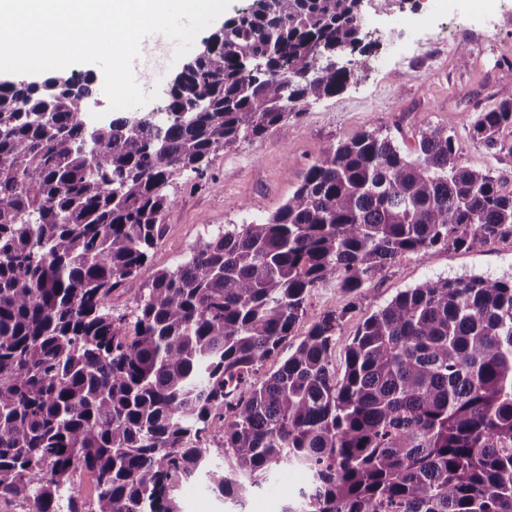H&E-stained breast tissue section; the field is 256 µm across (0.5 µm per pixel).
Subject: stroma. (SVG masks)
I'll list each match as a JSON object with an SVG mask.
<instances>
[{"instance_id": "stroma-1", "label": "stroma", "mask_w": 512, "mask_h": 512, "mask_svg": "<svg viewBox=\"0 0 512 512\" xmlns=\"http://www.w3.org/2000/svg\"><path fill=\"white\" fill-rule=\"evenodd\" d=\"M367 30L383 35L382 48L356 84L310 105L286 127L219 151L204 177H177L169 188L175 204L164 220L163 238L150 263L176 269L204 239L227 224L266 217L302 182L308 168L344 140L379 126L400 132L403 148L414 146L419 128L450 126L464 165L490 169L512 189V156H492L469 134L467 118L491 108L499 89L512 86V0H487L484 10L469 0H381L365 15ZM482 275L512 278V239L455 250L437 247L425 258L405 256L372 282L349 314L332 357L344 368V347L358 325L396 294L428 279ZM309 476L291 465L263 482L248 512H282ZM182 512H233L212 493L205 478L181 482Z\"/></svg>"}]
</instances>
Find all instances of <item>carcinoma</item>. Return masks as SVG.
<instances>
[{
	"label": "carcinoma",
	"instance_id": "carcinoma-1",
	"mask_svg": "<svg viewBox=\"0 0 512 512\" xmlns=\"http://www.w3.org/2000/svg\"><path fill=\"white\" fill-rule=\"evenodd\" d=\"M173 79L166 119H84L94 77L0 81V501L24 512H180L206 471L243 507L269 473L310 484L284 512H512V279H429L337 336L395 260L512 238V190L461 162L451 128L406 151L339 143L270 216L150 265L211 154L343 92L379 43L358 0H252ZM471 115L512 154V88ZM339 305L289 342L320 286ZM122 290L133 316L105 299ZM288 347L277 370L260 368ZM227 469H206L210 443ZM94 476L90 503L74 472Z\"/></svg>",
	"mask_w": 512,
	"mask_h": 512
}]
</instances>
